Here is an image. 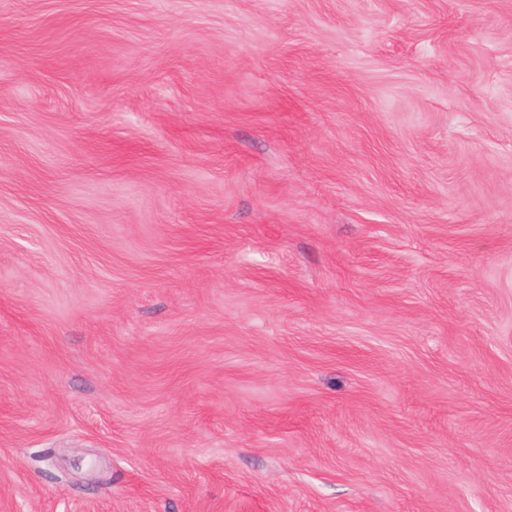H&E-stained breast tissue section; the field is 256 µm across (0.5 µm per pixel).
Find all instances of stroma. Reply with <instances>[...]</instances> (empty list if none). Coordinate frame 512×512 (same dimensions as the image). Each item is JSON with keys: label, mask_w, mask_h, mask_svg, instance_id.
I'll use <instances>...</instances> for the list:
<instances>
[{"label": "stroma", "mask_w": 512, "mask_h": 512, "mask_svg": "<svg viewBox=\"0 0 512 512\" xmlns=\"http://www.w3.org/2000/svg\"><path fill=\"white\" fill-rule=\"evenodd\" d=\"M0 512H512V0H0Z\"/></svg>", "instance_id": "35a3bbf8"}]
</instances>
